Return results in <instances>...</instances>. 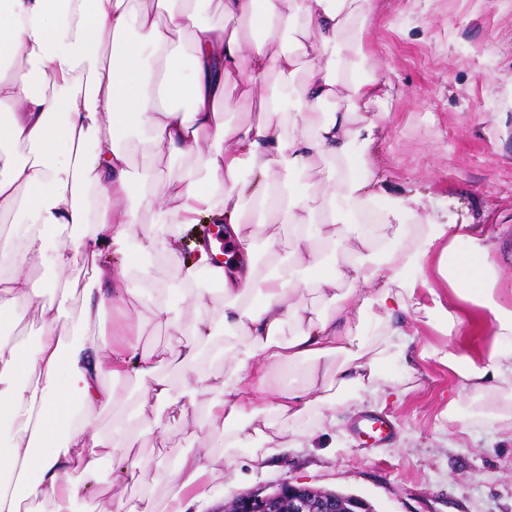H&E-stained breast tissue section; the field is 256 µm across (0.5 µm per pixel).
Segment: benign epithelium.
Listing matches in <instances>:
<instances>
[{"label": "benign epithelium", "mask_w": 512, "mask_h": 512, "mask_svg": "<svg viewBox=\"0 0 512 512\" xmlns=\"http://www.w3.org/2000/svg\"><path fill=\"white\" fill-rule=\"evenodd\" d=\"M222 512H375L363 498L283 480L265 494L241 493Z\"/></svg>", "instance_id": "benign-epithelium-1"}]
</instances>
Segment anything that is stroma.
<instances>
[{
  "label": "stroma",
  "instance_id": "1",
  "mask_svg": "<svg viewBox=\"0 0 512 512\" xmlns=\"http://www.w3.org/2000/svg\"><path fill=\"white\" fill-rule=\"evenodd\" d=\"M353 54L357 75L379 73L392 90L374 104L382 120L376 146L380 168L398 192L418 190L423 206L473 218L496 243L492 262L512 299V0H372ZM386 364V390L400 401L376 406L360 391L337 410L334 430L315 447L289 446L264 464L234 454L213 482L216 497L269 491L282 480L355 494L375 512H512V429L443 411L458 392L452 371L426 349L448 338L423 315L406 314ZM199 395L194 431L171 429L165 444L140 442L148 460L146 485L125 494L162 502L170 473L206 442ZM379 413L394 426L381 444H362L351 426Z\"/></svg>",
  "mask_w": 512,
  "mask_h": 512
}]
</instances>
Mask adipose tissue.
<instances>
[{
  "label": "adipose tissue",
  "instance_id": "adipose-tissue-1",
  "mask_svg": "<svg viewBox=\"0 0 512 512\" xmlns=\"http://www.w3.org/2000/svg\"><path fill=\"white\" fill-rule=\"evenodd\" d=\"M209 3L223 25H201L193 0H0V219L25 218L0 240V325H19L24 312L38 324L35 339L0 337V512H98L104 464L107 512H221L211 482L227 450L266 462L302 419H317L304 434L310 442L335 427L348 391L380 393L392 339L405 333L400 312L423 314L451 336L466 307L480 309L493 336L485 360L453 346L432 354L477 417L512 420V304L489 260L491 238L452 215L404 223L409 200L387 195L373 160L379 117L370 107L386 82L354 76L349 60L370 0ZM285 35L291 47H280ZM299 71L301 87L266 93L272 74ZM230 88L240 103L260 102L261 119L218 121ZM137 130L158 157L196 151L195 166L164 178L143 172L133 191L127 141ZM18 145L29 155H13ZM321 161L329 168L314 207L300 177ZM248 207L257 221L246 220ZM144 210L158 228L141 237ZM202 223L223 225L231 268L215 266L203 246L184 257L185 227ZM373 223L395 226L394 241L372 235ZM280 224L295 231L293 264L273 276L253 242L275 244ZM144 252L175 264L174 285L155 289L151 319L131 325L139 334L152 321L164 326L169 341L155 353L88 335L107 313L128 314L133 296L122 282ZM80 258L91 270L85 289L68 275ZM43 267L55 277H28ZM204 275L215 292L197 291ZM434 277L447 295L430 290ZM312 290L324 310L307 305ZM214 358L232 365L219 381L203 370ZM163 363L190 383L174 390L156 375ZM297 368L302 381L271 377ZM106 372L136 380V432L94 430L115 402ZM216 385L224 394L206 410V454L179 460L162 503L147 494L130 506L123 491L147 466L138 438L164 441Z\"/></svg>",
  "mask_w": 512,
  "mask_h": 512
}]
</instances>
